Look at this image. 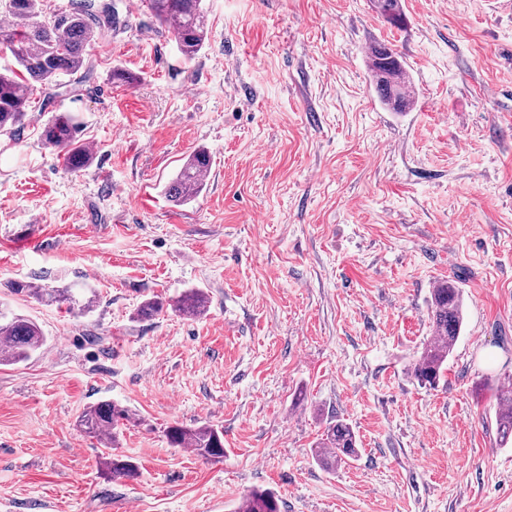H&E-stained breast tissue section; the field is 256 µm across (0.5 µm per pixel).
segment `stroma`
I'll return each instance as SVG.
<instances>
[{
    "instance_id": "35a3bbf8",
    "label": "stroma",
    "mask_w": 512,
    "mask_h": 512,
    "mask_svg": "<svg viewBox=\"0 0 512 512\" xmlns=\"http://www.w3.org/2000/svg\"><path fill=\"white\" fill-rule=\"evenodd\" d=\"M87 75L35 92L0 136V305L46 343L0 365V512H236L271 489L281 512H512V445L495 389L512 379V12L490 0H203L208 40L185 62L129 0ZM384 42L415 90L382 105L366 56ZM122 69L131 82L113 81ZM76 110L77 172L42 138ZM206 187L162 193L188 155ZM456 278L465 323L437 387L411 368L429 300ZM24 279L95 293L86 314L15 296ZM197 288L201 317L145 299ZM128 407L114 447L78 418ZM356 461L312 450L329 421ZM224 431V456L171 447L172 424ZM132 458L137 479L106 466ZM375 11L385 22L394 27H399L404 22V9L401 0H371ZM324 436L314 449L313 457L326 469H333L346 460H356L359 456L356 434L344 420L331 422Z\"/></svg>"
}]
</instances>
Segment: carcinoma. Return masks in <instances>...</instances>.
I'll list each match as a JSON object with an SVG mask.
<instances>
[{"mask_svg": "<svg viewBox=\"0 0 512 512\" xmlns=\"http://www.w3.org/2000/svg\"><path fill=\"white\" fill-rule=\"evenodd\" d=\"M375 11L388 24L399 27L404 22L402 0H371ZM3 12L20 20L19 25L0 28V55L19 67L0 71V136L11 137L26 116V106L39 86L59 81L62 75H74L86 65L88 48L99 36L112 29V13L95 10L93 0H72L70 8L44 18L38 0H0ZM151 16L167 27L175 37L185 60H193L207 39L202 0H147ZM368 73L380 102L393 112H406L413 105L410 76L400 55L385 43H378L367 57ZM46 144L58 149L66 168L87 167L92 156L80 137V122L70 113H60L43 129ZM210 156L204 150L187 157L179 172L163 187L169 201L184 205L196 199L205 187L204 176ZM10 291L17 295H33L47 303H66L80 313L92 311L95 296L77 298L69 287L33 288L31 283L14 281ZM179 313L194 317L207 307V297L200 289L185 292L173 303ZM165 308V301L154 297L136 309V318H152ZM432 338L416 359L412 376L423 387H435L448 364L462 331L465 310L462 291L448 279L432 289L430 298ZM40 327L21 315L0 313V365L28 360L45 344ZM496 426L499 444H512V385L501 387L496 395ZM129 419L128 410L110 401H100L81 415L80 426L86 433L117 439L122 421ZM169 443L177 448H190L205 459L224 457V434L212 425L195 428L174 424L166 430ZM358 440L350 424L338 419L328 425L325 438L313 451L314 459L327 469L359 456ZM112 476L134 479L138 467L129 458L114 456L109 460ZM238 512H281L279 499L270 490L257 489L243 497Z\"/></svg>", "mask_w": 512, "mask_h": 512, "instance_id": "cac0c4a2", "label": "carcinoma"}]
</instances>
